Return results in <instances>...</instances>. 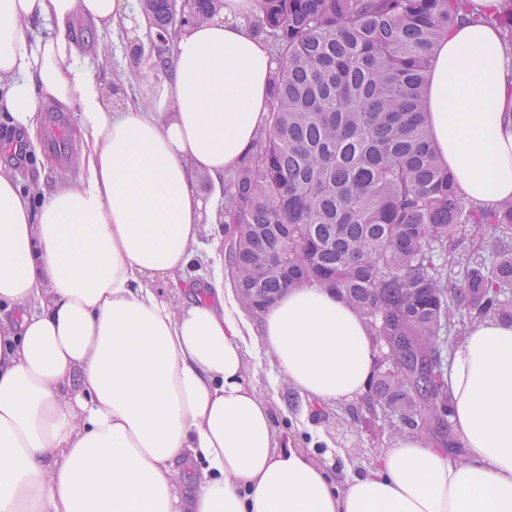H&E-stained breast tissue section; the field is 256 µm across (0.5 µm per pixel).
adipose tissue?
I'll use <instances>...</instances> for the list:
<instances>
[{"instance_id":"1","label":"adipose tissue","mask_w":512,"mask_h":512,"mask_svg":"<svg viewBox=\"0 0 512 512\" xmlns=\"http://www.w3.org/2000/svg\"><path fill=\"white\" fill-rule=\"evenodd\" d=\"M253 14L224 0L115 112L71 27L121 22V0H0L4 132L33 143L42 104L77 112L85 171L38 198L0 172V512H512V323L473 324L454 354L462 455L408 434L360 473L278 445L221 273L179 306L158 288L206 231L194 174L223 177L265 122L275 63ZM427 112L461 193L512 199V50L496 27L440 38ZM256 351L312 403L374 377L364 319L325 288L278 295Z\"/></svg>"}]
</instances>
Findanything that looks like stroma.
<instances>
[{"label": "stroma", "mask_w": 512, "mask_h": 512, "mask_svg": "<svg viewBox=\"0 0 512 512\" xmlns=\"http://www.w3.org/2000/svg\"><path fill=\"white\" fill-rule=\"evenodd\" d=\"M76 34L87 44L85 60L105 90L109 101H128L140 97L160 73L148 64L147 56L138 54V47L147 45L145 30L133 26L112 29L79 23ZM46 166L29 161L17 164L0 147V167L18 177L22 187L50 193L59 181L79 183L80 168L59 163L54 155H47ZM249 381L273 405L277 415L280 443L306 448L319 438H328L333 445L345 450L348 458L367 467L387 448L394 438L388 428L374 420L366 409L365 396L346 402H336L320 408L316 420L304 417L303 398L285 380L272 371L267 362L249 360Z\"/></svg>", "instance_id": "1"}]
</instances>
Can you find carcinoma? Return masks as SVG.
<instances>
[{"instance_id":"cac0c4a2","label":"carcinoma","mask_w":512,"mask_h":512,"mask_svg":"<svg viewBox=\"0 0 512 512\" xmlns=\"http://www.w3.org/2000/svg\"><path fill=\"white\" fill-rule=\"evenodd\" d=\"M150 57L215 15L222 0H142ZM271 47L267 119L224 177L228 269L259 314L283 290L336 292L372 335L407 336L399 369L380 373L369 404L397 400L416 419L393 429L443 447L449 399H436L439 337L486 318L512 322V201L479 206L439 160L425 109L439 38L468 19L469 0H255ZM512 46V0L482 17ZM488 227L476 248L467 228ZM277 250L288 276L263 257Z\"/></svg>"}]
</instances>
